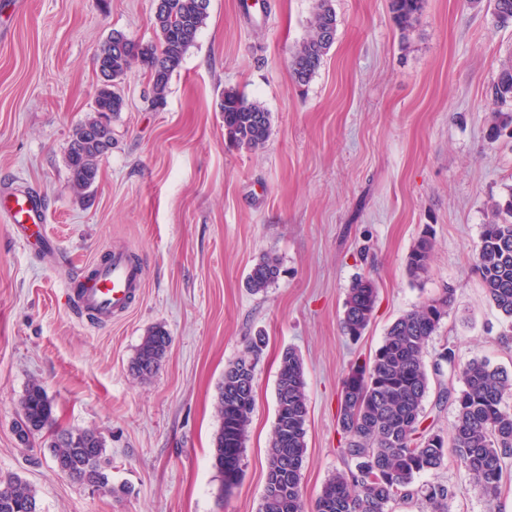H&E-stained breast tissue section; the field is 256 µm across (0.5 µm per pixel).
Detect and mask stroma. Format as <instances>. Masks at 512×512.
Listing matches in <instances>:
<instances>
[{
    "label": "stroma",
    "mask_w": 512,
    "mask_h": 512,
    "mask_svg": "<svg viewBox=\"0 0 512 512\" xmlns=\"http://www.w3.org/2000/svg\"><path fill=\"white\" fill-rule=\"evenodd\" d=\"M211 0L209 18L173 73L166 102H151L132 65L112 148L83 197L65 163L74 127L94 105V57L115 31L155 42L154 0H0V185L36 189L66 261L47 266L0 222V472L37 492L42 512H259L275 423L281 355L295 350L307 398L302 494L313 506L343 466L341 382L374 354L387 328L453 288L424 354L486 359L512 376V334L487 298L473 254L490 198L512 189V139L488 136L512 117L491 86L512 65V23L491 0H422L410 30L388 0H333L335 41L307 84L289 63L316 0ZM234 89L271 112L273 131L251 151L224 138L220 108ZM426 274L407 256L425 230ZM117 249L145 268L141 301L103 327L64 304L65 276ZM278 259L275 284L255 294L247 275ZM372 279L373 319L359 339L340 320L353 281ZM171 344L152 376L130 365L147 332ZM255 408L237 483L213 466L225 367L256 337ZM39 381L61 429L106 441L113 493L55 468L49 437L14 432L27 385ZM448 373L430 378L420 426L448 432ZM455 486L449 512H512V457L501 493L486 498L460 466L416 477Z\"/></svg>",
    "instance_id": "stroma-1"
}]
</instances>
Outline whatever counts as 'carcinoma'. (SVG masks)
Listing matches in <instances>:
<instances>
[{
	"instance_id": "1",
	"label": "carcinoma",
	"mask_w": 512,
	"mask_h": 512,
	"mask_svg": "<svg viewBox=\"0 0 512 512\" xmlns=\"http://www.w3.org/2000/svg\"><path fill=\"white\" fill-rule=\"evenodd\" d=\"M210 0H155L154 44H140L120 32L112 33L95 55L100 88L95 105L72 134L67 152L70 189L81 195L96 181L102 158L112 149V115L125 101L120 84L131 65L147 69L153 101L162 105L171 75L180 68L188 49L209 18ZM421 0H389L398 27L405 30L418 20ZM336 14L331 0H317L311 30L295 48L290 61L294 80L306 84L320 68L334 43ZM495 101L512 102V66H504L492 85ZM220 107L224 137L250 150L262 148L271 134V113L258 102L234 90L223 93ZM489 220L483 225L473 260L489 301L512 332V190L491 199ZM432 236H421L412 247L407 267L418 278L427 271ZM279 275L277 260L264 256L251 269L247 283L259 293ZM454 290L422 303L401 315L387 329L372 358L355 364L344 378L339 398L338 424L345 438V469L324 483L314 512H389L392 504L420 497L431 512H448L456 488L442 483L414 486L417 475L444 466L461 465L470 479L490 497L499 494L504 458L512 456V377L482 358L456 363L451 347L439 358L461 386L447 392L456 416L449 435L420 431L418 425L429 389L423 354L448 313ZM377 291L369 279L352 283L344 303V332L358 338L369 326ZM170 344L167 333L150 331L138 348L131 371L147 377L156 371ZM264 340L253 341L247 352L224 368L217 412L221 427L214 439L217 471L229 485L240 472L246 431L255 406V369ZM307 403L303 364L292 349L282 353L277 379L276 418L268 448L266 488L260 512H305L301 492L306 451ZM54 404L43 385L31 382L21 399L15 434L22 443L46 430L50 433L56 469L71 481L112 492L106 443L93 430L54 429ZM0 512H41L35 491L14 473H0Z\"/></svg>"
}]
</instances>
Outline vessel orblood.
<instances>
[{"label": "vessel or blood", "mask_w": 512, "mask_h": 512, "mask_svg": "<svg viewBox=\"0 0 512 512\" xmlns=\"http://www.w3.org/2000/svg\"><path fill=\"white\" fill-rule=\"evenodd\" d=\"M0 215L7 218L17 237L34 252L49 250L48 213L39 194L0 192ZM143 286L142 263L129 252L116 251L109 262L87 265L71 276L65 285L66 302L97 325H108L131 311Z\"/></svg>", "instance_id": "b4317fda"}]
</instances>
